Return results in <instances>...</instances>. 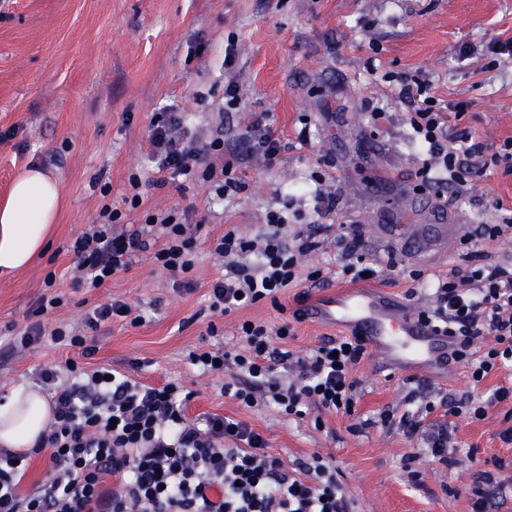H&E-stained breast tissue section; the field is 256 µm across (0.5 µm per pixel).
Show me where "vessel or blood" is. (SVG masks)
I'll return each mask as SVG.
<instances>
[{"mask_svg": "<svg viewBox=\"0 0 512 512\" xmlns=\"http://www.w3.org/2000/svg\"><path fill=\"white\" fill-rule=\"evenodd\" d=\"M305 315L362 337L371 349L394 365L444 366L453 349L451 337L420 321L409 308L395 304L376 289L333 293L311 303Z\"/></svg>", "mask_w": 512, "mask_h": 512, "instance_id": "vessel-or-blood-1", "label": "vessel or blood"}]
</instances>
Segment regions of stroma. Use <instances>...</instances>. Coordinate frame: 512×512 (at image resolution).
Returning <instances> with one entry per match:
<instances>
[{"label": "stroma", "instance_id": "35a3bbf8", "mask_svg": "<svg viewBox=\"0 0 512 512\" xmlns=\"http://www.w3.org/2000/svg\"><path fill=\"white\" fill-rule=\"evenodd\" d=\"M512 38V0H0V200L12 180L36 167L57 180L66 204L51 244L26 270L0 277V344L22 330L44 294V277L56 276L62 307L42 320L47 328L80 323L84 311L122 300L142 311L134 326L119 319L101 324L90 366H108L140 382L175 381L191 391L189 418L207 414L250 421L286 462L319 455L339 469L358 512H472L475 473L512 477V445L499 434L512 427V404L488 408L479 421L457 418L456 465L433 468L416 455L420 438L376 424L387 407L406 411V396L443 390L487 395L512 383L501 369L473 386L466 365L417 375L395 371L366 355L353 372L356 411L288 416L274 405L241 406L221 391L222 381L200 375L188 354L219 342L238 344L244 320L272 326L293 323L290 350L304 352L339 327L293 322L295 289L281 308L262 302L224 316H211L208 294L224 272L199 246L190 289L157 268L152 251L137 253L129 269L103 288L74 290V240L95 224L103 204H122L130 175L144 179L139 208L122 223H143L147 214L192 208L210 237L238 227L256 235L268 211L289 204L293 225L321 219L328 227L319 262H332L336 238L359 222L368 256L381 263L373 286L391 299L425 307L430 292L408 272L466 270L460 240L482 219L475 201L499 196L512 204V175L490 168L468 195L448 201L439 219L431 194L416 190L425 156L407 121L410 106L379 75H420L437 97L469 102L466 126L490 151L512 137V57L484 53L491 38ZM472 52H465V45ZM235 60L225 65L224 52ZM237 85L241 108L221 111L224 88ZM207 101L199 103L196 93ZM183 112L189 126L210 138L223 129L235 147L257 122L273 126L286 148L274 164L246 157L237 165L245 192L217 199L200 180L178 177L151 187L159 173L149 144L150 122L164 107ZM391 112L377 128L371 108ZM333 169L336 211L314 213V194L296 187L317 168ZM399 266H385L388 253ZM78 349L46 340L22 356L0 353V396L34 382L43 368L65 367ZM421 474L412 482L410 470Z\"/></svg>", "mask_w": 512, "mask_h": 512}]
</instances>
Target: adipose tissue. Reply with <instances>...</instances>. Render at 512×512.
<instances>
[{
  "label": "adipose tissue",
  "mask_w": 512,
  "mask_h": 512,
  "mask_svg": "<svg viewBox=\"0 0 512 512\" xmlns=\"http://www.w3.org/2000/svg\"><path fill=\"white\" fill-rule=\"evenodd\" d=\"M61 205L57 184L39 169L16 178L0 201V274L26 268L46 250ZM49 419V403L38 390L15 389L0 402V447L33 448Z\"/></svg>",
  "instance_id": "adipose-tissue-1"
}]
</instances>
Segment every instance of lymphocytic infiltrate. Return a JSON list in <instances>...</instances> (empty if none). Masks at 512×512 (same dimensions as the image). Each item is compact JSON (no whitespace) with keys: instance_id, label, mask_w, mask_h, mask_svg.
I'll use <instances>...</instances> for the list:
<instances>
[{"instance_id":"f902f5d3","label":"lymphocytic infiltrate","mask_w":512,"mask_h":512,"mask_svg":"<svg viewBox=\"0 0 512 512\" xmlns=\"http://www.w3.org/2000/svg\"><path fill=\"white\" fill-rule=\"evenodd\" d=\"M384 80L398 82V98L415 104L408 119L427 156L421 189H435L440 200L448 191L467 193L490 165L501 163L512 172V138L490 155L483 142L461 128L467 102L440 105L431 84L415 77L388 74ZM149 142L159 172L155 186L192 175L209 183L219 198L246 189L234 160L219 166L209 161L213 155L222 157L223 134L200 143L182 113H155ZM190 216L187 209L151 213L139 227L120 231V211L104 204L98 223L73 245L76 287L101 288L128 270L135 253L147 249L169 275H189L198 255ZM324 231L319 225L289 236L288 215L282 210L267 212L254 237L234 228L225 231L212 247L224 274L210 289V310L225 315L264 301L280 307L281 293L301 278L315 288L333 276L353 281L376 276L355 224L340 240L334 275L320 266L304 267V257L322 249ZM155 239L161 242L156 250L150 247ZM466 259L467 273L453 269L435 275L431 303L417 315L454 337L452 362L467 365L472 382L479 384L491 372L512 367V267L488 261L482 253H467ZM117 317L133 325L143 321L140 311L117 300L87 311L78 328L48 330L32 322L9 348L22 352L47 337L89 357L96 348L88 344L84 329H97ZM291 330L287 323L272 328L246 320L238 329L240 348L193 351L188 359L202 373L229 374L224 395L249 408L263 402L289 416L302 417L313 408L353 414L358 382L352 372L366 355L362 340L327 336L308 354L298 355L283 346ZM480 338L488 345L477 355L473 345ZM37 381L51 393L53 420L36 446L49 454V476L23 489L33 452L0 451V512H355L335 465L317 455L286 464L245 420L217 414L188 419L193 394L178 383L151 386L106 367L89 370L74 362L62 372L41 370ZM507 400L512 401V386L495 388L485 401H458L444 394L422 400L412 413L384 410L379 421L407 437L421 436L430 462L448 467L455 459L448 451L452 433L447 416L479 420L488 405ZM436 412L442 421L422 431L425 418Z\"/></svg>"}]
</instances>
